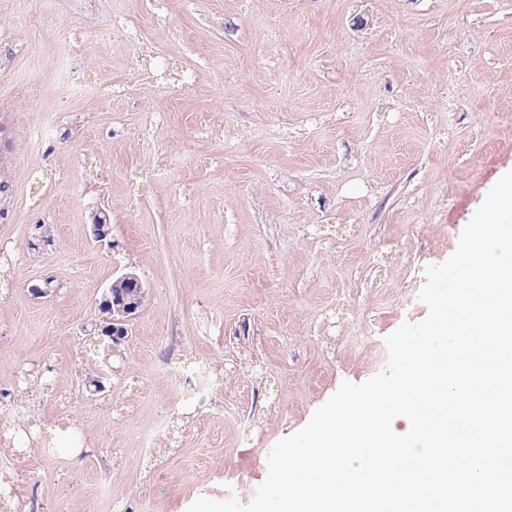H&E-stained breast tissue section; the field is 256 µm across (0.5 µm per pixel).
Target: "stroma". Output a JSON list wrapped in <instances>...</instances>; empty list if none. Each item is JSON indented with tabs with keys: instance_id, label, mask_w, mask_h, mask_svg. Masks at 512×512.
Returning a JSON list of instances; mask_svg holds the SVG:
<instances>
[{
	"instance_id": "1",
	"label": "stroma",
	"mask_w": 512,
	"mask_h": 512,
	"mask_svg": "<svg viewBox=\"0 0 512 512\" xmlns=\"http://www.w3.org/2000/svg\"><path fill=\"white\" fill-rule=\"evenodd\" d=\"M0 59V388L26 366V425L85 436L27 446L15 512H187L244 464L261 484L263 449L426 316L404 305L425 266L512 170V0H0ZM127 271L146 300L111 350ZM166 363L208 371L212 410L173 407Z\"/></svg>"
}]
</instances>
